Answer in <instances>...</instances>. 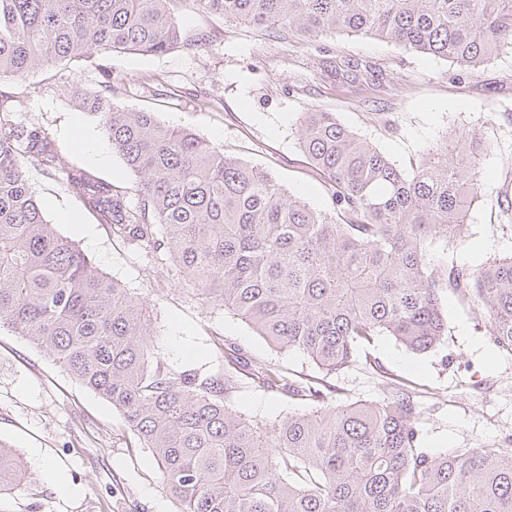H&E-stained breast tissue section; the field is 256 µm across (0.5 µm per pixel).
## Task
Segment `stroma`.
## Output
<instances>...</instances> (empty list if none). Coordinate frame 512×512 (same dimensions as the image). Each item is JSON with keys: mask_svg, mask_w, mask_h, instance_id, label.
Wrapping results in <instances>:
<instances>
[{"mask_svg": "<svg viewBox=\"0 0 512 512\" xmlns=\"http://www.w3.org/2000/svg\"><path fill=\"white\" fill-rule=\"evenodd\" d=\"M175 18L187 38L206 48L162 54L98 52L0 81V112L35 125L62 163L118 187L134 177L119 156L96 163L77 149L73 128L104 134L78 103L77 89L111 88L115 103L155 112L225 152L273 173L311 207L329 204L328 186L311 175L299 145L304 113H335L404 171L425 150L458 129H478L490 142L475 179L479 198L462 242L431 244V264L477 268L512 255V215L499 200L512 194V51L466 69L370 36L325 34L312 42L276 39L225 24L183 0ZM26 176L47 221L70 237L98 269L150 304L155 351L171 364L216 372L210 336L220 332L254 359L285 374L315 372L299 350L279 351L228 313L192 299L171 267L147 264L70 193L60 172L27 166ZM75 216L62 222L61 214ZM92 230L83 237L80 226ZM447 332L425 353L406 350L394 337L377 336L369 352L391 378L406 382L421 413L422 445L435 453L496 448L512 437V353L491 347L485 319L452 292L442 297ZM331 401L378 400L384 382L356 362L328 376ZM234 407L267 421L308 406L252 386ZM0 443L16 450L22 485L0 496V512H177L151 453L136 447L122 414L83 388L23 337L0 330Z\"/></svg>", "mask_w": 512, "mask_h": 512, "instance_id": "35a3bbf8", "label": "stroma"}]
</instances>
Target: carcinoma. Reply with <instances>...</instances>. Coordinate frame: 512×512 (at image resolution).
<instances>
[{
	"instance_id": "obj_1",
	"label": "carcinoma",
	"mask_w": 512,
	"mask_h": 512,
	"mask_svg": "<svg viewBox=\"0 0 512 512\" xmlns=\"http://www.w3.org/2000/svg\"><path fill=\"white\" fill-rule=\"evenodd\" d=\"M182 0H0V78L98 51L162 54L182 43ZM224 22L313 40L381 38L476 68L512 49V0H193ZM79 105L135 181L125 189L61 162L38 128L0 113V329L23 336L119 409L149 449L178 512H512V448L433 454L409 386L332 405L325 377L387 334L414 353L445 336L442 293L474 303L512 351V257L435 267L428 244L463 237L490 149L476 129L432 145L411 171L342 125L307 112L300 147L327 180L314 209L271 172L187 128L91 88ZM61 171L69 191L147 262L175 268L201 304L239 317L320 375H284L214 332L222 367L202 374L155 353L147 302L99 272L45 220L25 168ZM253 384L311 405L259 422L233 406ZM0 447V495L21 485Z\"/></svg>"
}]
</instances>
